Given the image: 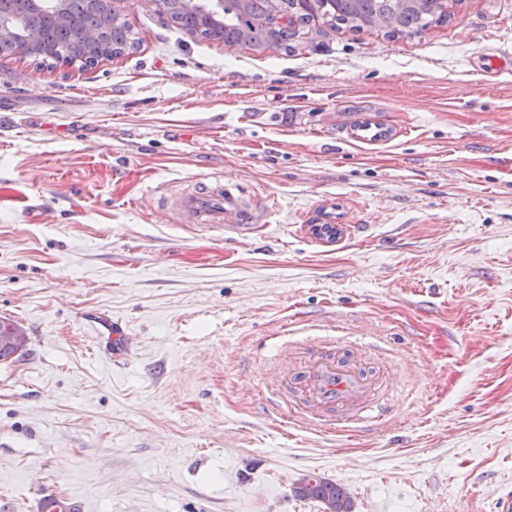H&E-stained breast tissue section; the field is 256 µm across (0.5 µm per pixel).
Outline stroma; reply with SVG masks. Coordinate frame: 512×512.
Returning a JSON list of instances; mask_svg holds the SVG:
<instances>
[{"mask_svg": "<svg viewBox=\"0 0 512 512\" xmlns=\"http://www.w3.org/2000/svg\"><path fill=\"white\" fill-rule=\"evenodd\" d=\"M129 53L81 71L0 55V512L43 485L83 512H494L512 494V0L391 38L321 24L257 50L125 0ZM362 112L386 144L339 137ZM220 178L242 234L153 211ZM338 224L329 243L310 227ZM130 338L117 352L104 319ZM383 341L386 420L268 413L275 328ZM303 498H310L325 504L329 512H352L351 499L346 489L334 482L318 477L304 479L295 491ZM332 504L336 507L328 508Z\"/></svg>", "mask_w": 512, "mask_h": 512, "instance_id": "35a3bbf8", "label": "stroma"}]
</instances>
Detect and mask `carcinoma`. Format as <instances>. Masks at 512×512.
I'll return each mask as SVG.
<instances>
[{
  "mask_svg": "<svg viewBox=\"0 0 512 512\" xmlns=\"http://www.w3.org/2000/svg\"><path fill=\"white\" fill-rule=\"evenodd\" d=\"M461 0H413L400 6L398 0H224L223 19H209V7L199 0L188 9L181 0H171L167 16L187 32L227 47L248 45L258 49L288 48L300 30L319 22L331 29L352 31L378 27L391 37L414 34L448 23L454 6ZM59 6L46 4L43 11L29 13L25 0H8L0 11L23 20L37 31V41L24 38L0 40V52L19 54L52 67L79 65L90 69L104 58L121 55L138 44L133 29L123 20L105 19L95 0H69V14L57 16ZM96 29L99 38L88 42V30ZM303 498L333 505L330 512H351L346 489L318 477L303 480L296 488Z\"/></svg>",
  "mask_w": 512,
  "mask_h": 512,
  "instance_id": "cac0c4a2",
  "label": "carcinoma"
}]
</instances>
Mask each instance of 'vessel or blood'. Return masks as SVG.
I'll list each match as a JSON object with an SVG mask.
<instances>
[{
  "label": "vessel or blood",
  "instance_id": "obj_1",
  "mask_svg": "<svg viewBox=\"0 0 512 512\" xmlns=\"http://www.w3.org/2000/svg\"><path fill=\"white\" fill-rule=\"evenodd\" d=\"M355 141L386 143L393 139L391 127L375 114L364 112L345 127ZM157 209L174 212L184 221L203 227L221 226L239 232L261 223L246 191L221 179L197 182L186 193H173L161 183L151 191ZM278 356L274 392L283 402L295 403L303 413L328 432L348 430L362 420L379 419L398 386L396 376L384 363L369 364L360 345L333 336L303 338L286 344ZM30 512H82L75 499L40 489L29 505Z\"/></svg>",
  "mask_w": 512,
  "mask_h": 512
}]
</instances>
